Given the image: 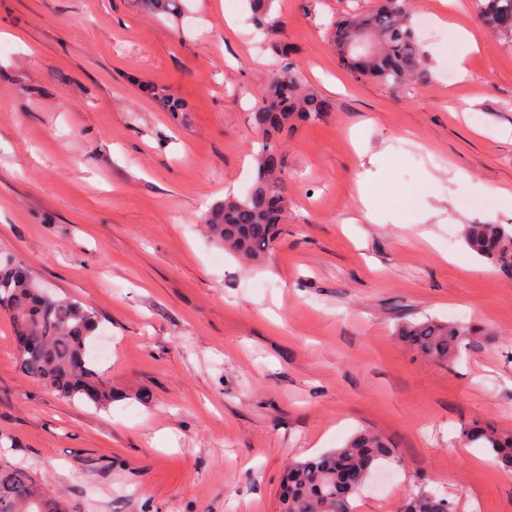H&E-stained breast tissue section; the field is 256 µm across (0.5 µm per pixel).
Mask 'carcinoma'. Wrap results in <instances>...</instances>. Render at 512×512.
I'll use <instances>...</instances> for the list:
<instances>
[{
    "label": "carcinoma",
    "mask_w": 512,
    "mask_h": 512,
    "mask_svg": "<svg viewBox=\"0 0 512 512\" xmlns=\"http://www.w3.org/2000/svg\"><path fill=\"white\" fill-rule=\"evenodd\" d=\"M274 0H249L252 20L260 30L280 24L272 16ZM150 11L180 12L181 0H144ZM484 26L512 40V0H475ZM332 44L339 61L360 78L390 87L414 81L423 69V57L411 24V0H378L369 11L353 12L331 24ZM276 53L286 60L264 89L252 122L265 141L256 158L254 184L242 197L228 196L204 217L224 248L245 258H258L276 242L277 226L284 223L288 204L277 137L298 122L320 119L328 102L309 91L288 46ZM465 241L499 273L512 276V230L499 224H470ZM0 313L14 334L26 339L18 351L26 377L66 399L95 407L112 403V388L95 369L90 340L98 327L93 310L81 302L48 291L29 271L9 259L0 260ZM396 335L421 355L438 363L460 358L470 331L454 322L431 318L405 321ZM460 442L483 448L504 470H512V433L483 420L461 425ZM393 458L391 444L380 434L361 430L331 452L295 461L288 470L281 495V512H356V499L381 461ZM0 512H60L56 497L38 488L25 471L0 465ZM398 512H454L452 504L437 498L421 484L410 491Z\"/></svg>",
    "instance_id": "1"
}]
</instances>
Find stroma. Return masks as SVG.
Segmentation results:
<instances>
[{
	"label": "stroma",
	"mask_w": 512,
	"mask_h": 512,
	"mask_svg": "<svg viewBox=\"0 0 512 512\" xmlns=\"http://www.w3.org/2000/svg\"><path fill=\"white\" fill-rule=\"evenodd\" d=\"M355 3L376 0H275L265 33L247 0H0V257L91 307L112 346L98 409L27 378L0 316V464L61 512H280L289 463L362 428L395 458L357 512L421 482L512 512V471L458 442L472 418L512 430V278L464 241L512 228L493 194L512 190V42L474 0H412L423 71L393 88L338 62L327 26ZM276 43L330 110L281 138L288 221L246 264L202 218L253 183ZM381 151L372 224L355 182ZM427 316L474 330L458 362L395 335Z\"/></svg>",
	"instance_id": "35a3bbf8"
}]
</instances>
